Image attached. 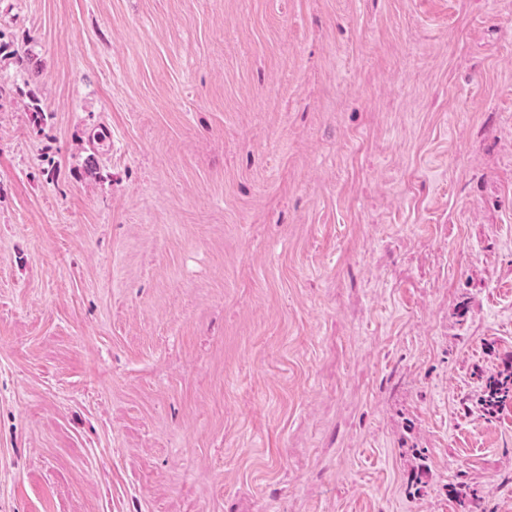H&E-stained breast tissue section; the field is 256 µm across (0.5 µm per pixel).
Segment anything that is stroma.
I'll use <instances>...</instances> for the list:
<instances>
[{"instance_id": "35a3bbf8", "label": "stroma", "mask_w": 512, "mask_h": 512, "mask_svg": "<svg viewBox=\"0 0 512 512\" xmlns=\"http://www.w3.org/2000/svg\"><path fill=\"white\" fill-rule=\"evenodd\" d=\"M510 365L512 0H0V512H512ZM508 399L512 400V376L489 383L485 396L487 409L497 410Z\"/></svg>"}]
</instances>
